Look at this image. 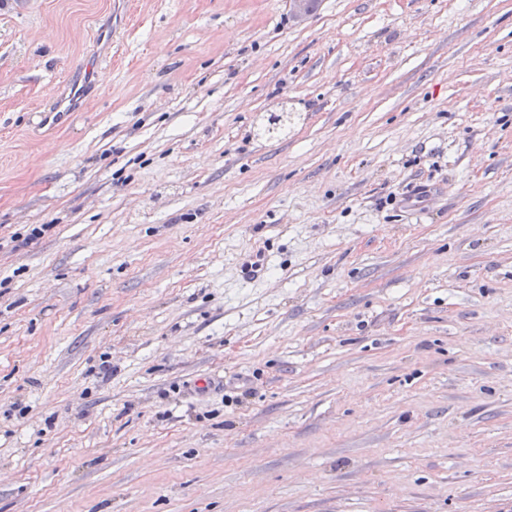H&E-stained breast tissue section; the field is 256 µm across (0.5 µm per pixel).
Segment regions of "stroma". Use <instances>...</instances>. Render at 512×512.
Returning <instances> with one entry per match:
<instances>
[{
    "mask_svg": "<svg viewBox=\"0 0 512 512\" xmlns=\"http://www.w3.org/2000/svg\"><path fill=\"white\" fill-rule=\"evenodd\" d=\"M0 512H512V0H0Z\"/></svg>",
    "mask_w": 512,
    "mask_h": 512,
    "instance_id": "35a3bbf8",
    "label": "stroma"
}]
</instances>
